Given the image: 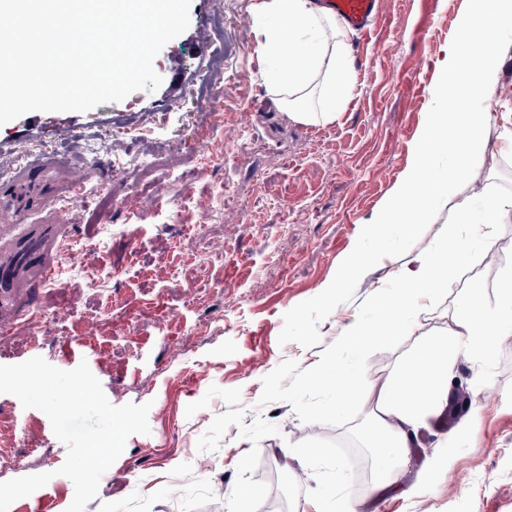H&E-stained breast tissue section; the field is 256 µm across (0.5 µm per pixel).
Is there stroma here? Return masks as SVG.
I'll list each match as a JSON object with an SVG mask.
<instances>
[{"instance_id": "obj_1", "label": "stroma", "mask_w": 512, "mask_h": 512, "mask_svg": "<svg viewBox=\"0 0 512 512\" xmlns=\"http://www.w3.org/2000/svg\"><path fill=\"white\" fill-rule=\"evenodd\" d=\"M253 0H190L189 26L154 60L161 85L86 112H30L0 126V151L27 147L12 179H0V265L33 244L31 267L0 304V365L40 356L71 370L87 363L116 406L149 404V433L131 435L102 475L85 512H236L235 494L255 491L252 512L275 493L287 512H311L316 490L340 485L357 512H512V336L485 358L458 354L453 378L465 413L432 416L408 465L375 490L362 434L369 408L329 411L328 393L306 375L336 354L346 326L369 319L376 288L418 252L434 253L453 214H434L410 237L378 234L370 219L405 172L440 79L438 63L466 0H383L370 30L349 32L357 88L336 121L293 120L269 94L257 53ZM224 18V45L209 22ZM224 49V122L215 124L202 81ZM484 130L487 156L459 195L512 196V49L498 76ZM107 138L111 165L89 169L77 136ZM173 160L133 186L135 158ZM112 192L97 212L89 186ZM70 195L68 213L59 197ZM125 224L103 237L105 224ZM96 244L93 264L70 265L39 289L44 259L59 243ZM376 243L379 260L328 293L345 256ZM471 262L418 316L442 336L461 300L480 282L496 303L503 262L468 240ZM97 277L87 287V274ZM414 344L400 336L371 351L360 376L378 388ZM478 429L465 434V418ZM446 444L456 465L439 468L426 491H405ZM12 465L0 482L48 472L51 480L9 512H66L72 481L57 470L67 455L41 410L0 394V449Z\"/></svg>"}]
</instances>
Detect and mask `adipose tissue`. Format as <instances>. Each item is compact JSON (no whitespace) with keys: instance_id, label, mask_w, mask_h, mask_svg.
Wrapping results in <instances>:
<instances>
[{"instance_id":"adipose-tissue-1","label":"adipose tissue","mask_w":512,"mask_h":512,"mask_svg":"<svg viewBox=\"0 0 512 512\" xmlns=\"http://www.w3.org/2000/svg\"><path fill=\"white\" fill-rule=\"evenodd\" d=\"M468 2L440 62L441 80L431 93L413 159L371 218L382 231H401L429 223L438 207L449 204L457 221L443 231L436 254L415 256L396 288L374 292L372 320L351 322L341 354L316 363L307 375L309 386L332 393L333 412H343L361 395L371 400L367 438L381 488L408 461L418 431L443 407L457 350L487 355L502 337L512 335V244L501 250L507 264L494 307H486L478 294L468 295L461 318L444 336L421 331L413 322L421 300L441 293L469 258L458 227L469 223L470 209L457 198L458 182L470 165L485 161L490 114L477 105L490 100L512 45V0ZM251 14L258 24L266 86L283 109L302 123L336 120L355 92L347 27L316 0H254ZM394 336L414 337V349L386 385L364 391L349 357L381 349Z\"/></svg>"}]
</instances>
